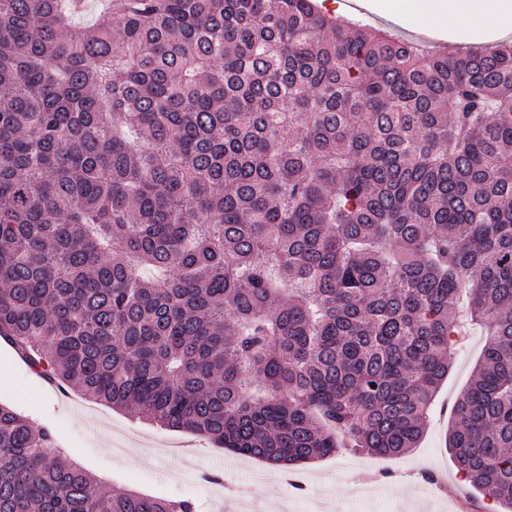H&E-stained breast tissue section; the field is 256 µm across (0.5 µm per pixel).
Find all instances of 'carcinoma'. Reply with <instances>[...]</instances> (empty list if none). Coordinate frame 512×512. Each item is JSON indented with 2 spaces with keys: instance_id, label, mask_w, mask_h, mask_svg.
<instances>
[{
  "instance_id": "carcinoma-1",
  "label": "carcinoma",
  "mask_w": 512,
  "mask_h": 512,
  "mask_svg": "<svg viewBox=\"0 0 512 512\" xmlns=\"http://www.w3.org/2000/svg\"><path fill=\"white\" fill-rule=\"evenodd\" d=\"M0 0V338L62 389L294 466L448 446L512 508V42L313 0ZM0 403V512H194Z\"/></svg>"
}]
</instances>
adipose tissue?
I'll list each match as a JSON object with an SVG mask.
<instances>
[{
  "label": "adipose tissue",
  "mask_w": 512,
  "mask_h": 512,
  "mask_svg": "<svg viewBox=\"0 0 512 512\" xmlns=\"http://www.w3.org/2000/svg\"><path fill=\"white\" fill-rule=\"evenodd\" d=\"M376 10L405 17L426 32L498 36L512 23V0H372Z\"/></svg>",
  "instance_id": "adipose-tissue-1"
}]
</instances>
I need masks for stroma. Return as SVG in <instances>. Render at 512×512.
I'll return each instance as SVG.
<instances>
[{"label": "stroma", "mask_w": 512, "mask_h": 512, "mask_svg": "<svg viewBox=\"0 0 512 512\" xmlns=\"http://www.w3.org/2000/svg\"><path fill=\"white\" fill-rule=\"evenodd\" d=\"M483 338L473 333L436 398L418 448L401 457L342 452L274 474L209 440L163 430L129 413L60 390L24 360L0 361V402L50 428L65 459L105 486L156 498H193L197 512H497L465 485L446 444L448 408L469 383Z\"/></svg>", "instance_id": "stroma-1"}]
</instances>
